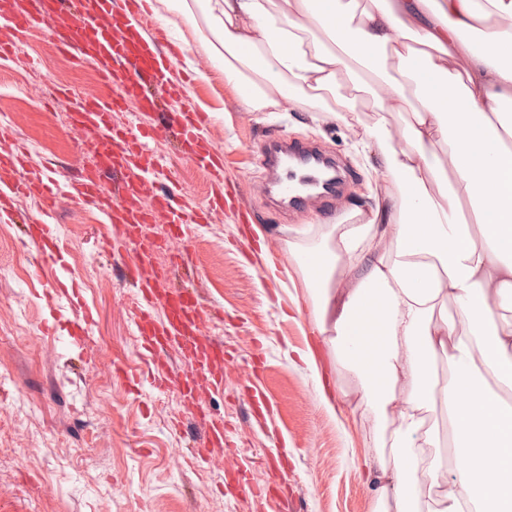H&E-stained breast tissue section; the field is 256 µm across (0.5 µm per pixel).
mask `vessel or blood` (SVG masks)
Masks as SVG:
<instances>
[{
  "label": "vessel or blood",
  "mask_w": 512,
  "mask_h": 512,
  "mask_svg": "<svg viewBox=\"0 0 512 512\" xmlns=\"http://www.w3.org/2000/svg\"><path fill=\"white\" fill-rule=\"evenodd\" d=\"M147 0H11L0 19V64L23 61L24 46L37 24H44L58 50L79 63L90 64L111 93L101 97L71 96L67 117L79 136L80 151L94 163L77 180L60 174L42 177L18 175L15 162L30 157L18 138L15 121L0 119V214L10 212L17 198L34 200L37 213L26 221L28 238L44 262L63 260L59 227L53 224L55 204L66 197L98 211L112 227L97 241L100 249L125 256L124 281L134 289L129 308L144 350V360L162 362L177 350L187 367L177 379L185 407L194 410L204 425L197 445L223 446V415L198 410L201 383L213 392L224 390L223 343L205 333L208 308L197 292L172 287L176 268L186 263V253L168 251L171 241L186 240L196 224L208 223L212 211L224 206V155L204 132L208 113L200 111L185 83L174 80L180 55L162 29L152 25ZM136 109L151 113L148 132L136 123L116 122L118 113ZM175 141L181 158L205 171L212 191L207 205L183 196L176 187L166 158L152 150L155 142ZM320 175L310 166L300 182L283 184L292 202L311 192ZM164 221L166 236L144 235L145 225ZM167 254L158 263V254Z\"/></svg>",
  "instance_id": "b4317fda"
}]
</instances>
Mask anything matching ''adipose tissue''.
<instances>
[{
  "mask_svg": "<svg viewBox=\"0 0 512 512\" xmlns=\"http://www.w3.org/2000/svg\"><path fill=\"white\" fill-rule=\"evenodd\" d=\"M174 7L191 24L208 16V50L244 111L287 99L351 125L363 93L380 86L358 143L382 157L391 205L332 225L316 252L327 278L313 332L346 366L363 417L390 434V456L364 460L379 499L394 497L396 512H512V323L497 318L512 305V0ZM405 110L399 147L387 116ZM344 266L343 284L334 275ZM439 405L451 460L423 418Z\"/></svg>",
  "mask_w": 512,
  "mask_h": 512,
  "instance_id": "obj_1",
  "label": "adipose tissue"
}]
</instances>
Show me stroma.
Returning <instances> with one entry per match:
<instances>
[{
	"instance_id": "stroma-1",
	"label": "stroma",
	"mask_w": 512,
	"mask_h": 512,
	"mask_svg": "<svg viewBox=\"0 0 512 512\" xmlns=\"http://www.w3.org/2000/svg\"><path fill=\"white\" fill-rule=\"evenodd\" d=\"M151 2L152 22L200 70L198 103L211 116L224 170L241 184L263 231L262 238L248 236L238 213H216L191 228L187 263L172 276L173 286L197 290L217 312L208 331L229 354L224 392L200 391L198 402L223 414L224 445L194 462L201 427L177 386L154 389L125 306L123 261L95 249L96 237L109 231L102 217L60 201L54 221L67 245L66 266L45 268L36 280L22 224L36 206L24 199L16 220H0V500L21 501V512H374L362 465L370 425L360 419L345 369L330 366L311 332L313 305L295 269L326 225L385 205L392 177L380 158L357 150L341 121L288 101L276 112L242 111L203 46L205 20L191 25L167 0ZM27 51L34 69L0 68V106L19 119L39 165L78 176L89 160L76 150L67 105L55 90L93 96L104 89L45 29L34 30ZM273 139L318 144L349 169L331 209L316 196L293 212L272 203L254 159ZM59 278L74 282L93 313L94 342L84 348L70 341L74 311L45 299ZM115 344L125 348L137 382L114 377ZM309 348L319 370L299 358ZM275 442L281 454L266 459ZM240 471L260 495L221 493L225 478Z\"/></svg>"
}]
</instances>
